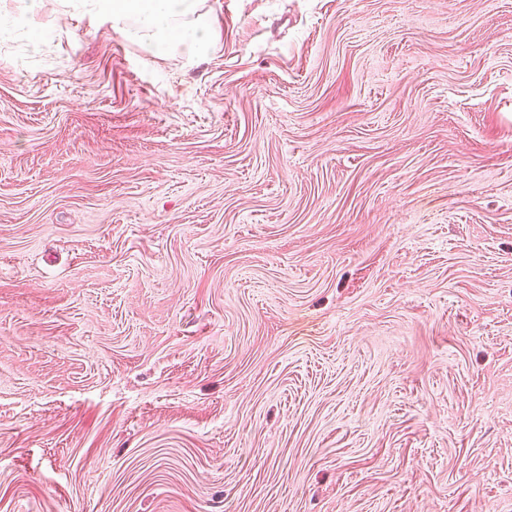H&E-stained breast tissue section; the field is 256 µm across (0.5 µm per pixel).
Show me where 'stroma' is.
I'll list each match as a JSON object with an SVG mask.
<instances>
[{
  "label": "stroma",
  "mask_w": 512,
  "mask_h": 512,
  "mask_svg": "<svg viewBox=\"0 0 512 512\" xmlns=\"http://www.w3.org/2000/svg\"><path fill=\"white\" fill-rule=\"evenodd\" d=\"M198 12L0 37V512H512V0ZM83 1L95 6L91 16L109 15L116 30L130 32L126 28L129 24L136 33L146 34L158 55L179 47L196 54L205 51L212 42V28L197 17V0Z\"/></svg>",
  "instance_id": "35a3bbf8"
}]
</instances>
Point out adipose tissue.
<instances>
[{"label": "adipose tissue", "mask_w": 512, "mask_h": 512, "mask_svg": "<svg viewBox=\"0 0 512 512\" xmlns=\"http://www.w3.org/2000/svg\"><path fill=\"white\" fill-rule=\"evenodd\" d=\"M95 13L110 16L113 27H133L146 34L157 54L176 48L188 53L205 51L213 38L207 22L197 17V0H90Z\"/></svg>", "instance_id": "ef3b65f1"}]
</instances>
